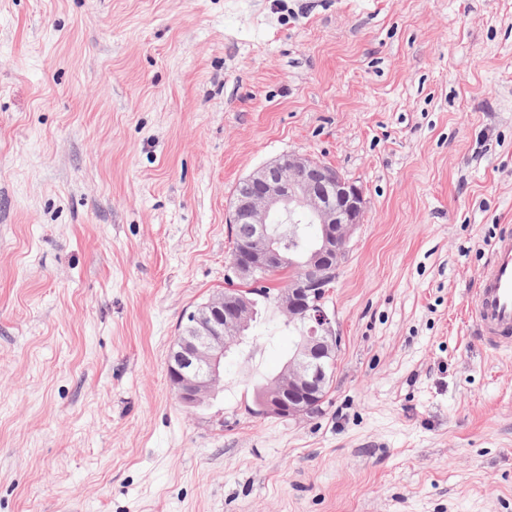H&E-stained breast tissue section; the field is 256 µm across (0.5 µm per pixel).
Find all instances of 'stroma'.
<instances>
[{
    "instance_id": "35a3bbf8",
    "label": "stroma",
    "mask_w": 512,
    "mask_h": 512,
    "mask_svg": "<svg viewBox=\"0 0 512 512\" xmlns=\"http://www.w3.org/2000/svg\"><path fill=\"white\" fill-rule=\"evenodd\" d=\"M364 193L320 410L254 414L277 309L192 412L238 184ZM512 225V0H0V512H512V351L467 302Z\"/></svg>"
}]
</instances>
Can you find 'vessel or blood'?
<instances>
[{
	"label": "vessel or blood",
	"mask_w": 512,
	"mask_h": 512,
	"mask_svg": "<svg viewBox=\"0 0 512 512\" xmlns=\"http://www.w3.org/2000/svg\"><path fill=\"white\" fill-rule=\"evenodd\" d=\"M481 340L497 350L512 349V227H502L490 246L468 302Z\"/></svg>",
	"instance_id": "obj_1"
}]
</instances>
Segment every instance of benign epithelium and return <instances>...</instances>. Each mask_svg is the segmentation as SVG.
Here are the masks:
<instances>
[{
    "mask_svg": "<svg viewBox=\"0 0 512 512\" xmlns=\"http://www.w3.org/2000/svg\"><path fill=\"white\" fill-rule=\"evenodd\" d=\"M365 208L363 192L336 169L309 157L287 154L243 179L232 203L229 223L248 224L229 263L242 280L270 265L295 263L298 250L283 242L269 224L281 210L291 223L304 215L320 225L315 246L304 253L298 274L276 298L280 313L299 336L281 371L258 388L255 414L300 418L314 413L333 380L341 336L326 297L345 261L348 243ZM255 317V301L225 290L189 314L167 361L169 382L179 401L198 409L224 390V356L243 342Z\"/></svg>",
    "mask_w": 512,
    "mask_h": 512,
    "instance_id": "benign-epithelium-1",
    "label": "benign epithelium"
}]
</instances>
